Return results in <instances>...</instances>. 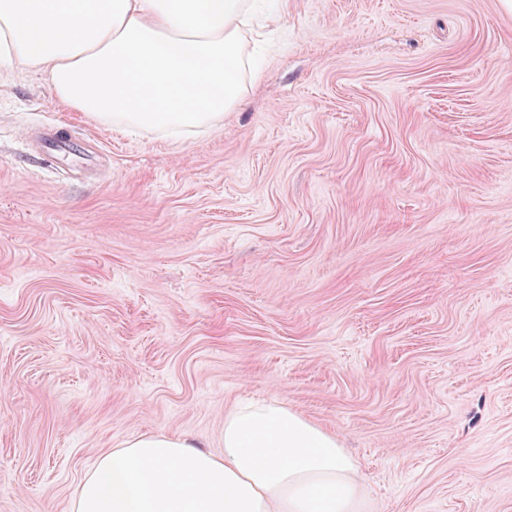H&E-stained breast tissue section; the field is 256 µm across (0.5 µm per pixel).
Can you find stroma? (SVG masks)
I'll return each instance as SVG.
<instances>
[{
    "label": "stroma",
    "instance_id": "obj_1",
    "mask_svg": "<svg viewBox=\"0 0 512 512\" xmlns=\"http://www.w3.org/2000/svg\"><path fill=\"white\" fill-rule=\"evenodd\" d=\"M258 52L189 133L0 67V512H72L144 434L222 452L260 399L373 512H512V6L288 0Z\"/></svg>",
    "mask_w": 512,
    "mask_h": 512
}]
</instances>
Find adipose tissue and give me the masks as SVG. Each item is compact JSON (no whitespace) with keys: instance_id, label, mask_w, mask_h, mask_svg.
Masks as SVG:
<instances>
[{"instance_id":"obj_1","label":"adipose tissue","mask_w":512,"mask_h":512,"mask_svg":"<svg viewBox=\"0 0 512 512\" xmlns=\"http://www.w3.org/2000/svg\"><path fill=\"white\" fill-rule=\"evenodd\" d=\"M251 0H0V63L45 72L58 99L140 131L219 123L249 94ZM224 453L165 433L103 453L73 512H368L357 459L282 403L224 420Z\"/></svg>"}]
</instances>
